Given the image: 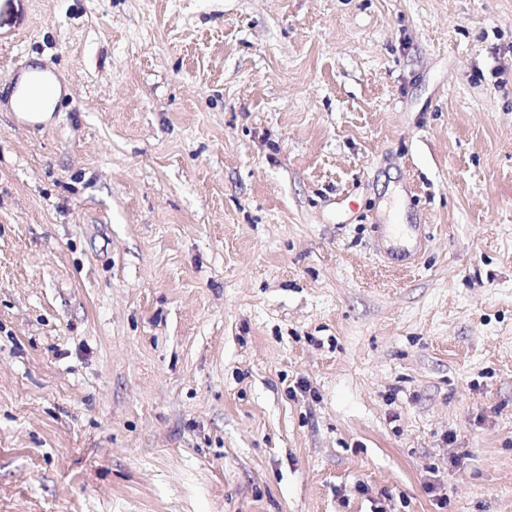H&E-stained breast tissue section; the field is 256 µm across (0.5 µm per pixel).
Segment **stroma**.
Wrapping results in <instances>:
<instances>
[{"instance_id": "obj_1", "label": "stroma", "mask_w": 512, "mask_h": 512, "mask_svg": "<svg viewBox=\"0 0 512 512\" xmlns=\"http://www.w3.org/2000/svg\"><path fill=\"white\" fill-rule=\"evenodd\" d=\"M24 63L0 512H512V0H0ZM38 92L40 95L37 100L34 102L33 109L37 112H31V95L32 94H22L18 97L16 102L17 112H28L25 113L22 117L23 119L31 122H42L48 119L49 113L57 99L59 94V87L53 83L47 84L40 89L36 90L33 95L35 96ZM387 226H393L397 231L390 232L386 236L387 248L397 251L401 256L409 257L414 252L418 241H420V228L415 224H391Z\"/></svg>"}]
</instances>
